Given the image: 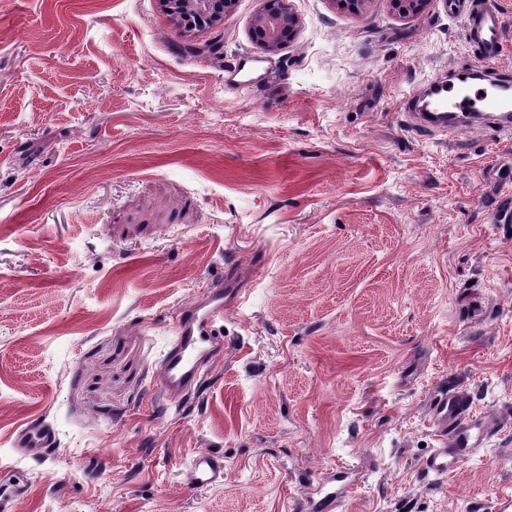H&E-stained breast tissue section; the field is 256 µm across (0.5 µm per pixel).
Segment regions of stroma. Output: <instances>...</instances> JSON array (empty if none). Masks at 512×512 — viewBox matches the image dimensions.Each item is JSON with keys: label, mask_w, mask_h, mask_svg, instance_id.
<instances>
[{"label": "stroma", "mask_w": 512, "mask_h": 512, "mask_svg": "<svg viewBox=\"0 0 512 512\" xmlns=\"http://www.w3.org/2000/svg\"><path fill=\"white\" fill-rule=\"evenodd\" d=\"M291 4L267 56L259 0L191 49L155 0H0V512H311L335 470L333 512H512V133L406 118L482 52L444 0ZM218 281L224 348L169 403ZM444 388L497 428L433 475ZM35 420L54 446L17 448ZM252 18L250 38L267 55H276L299 26V18L289 0H262ZM220 322H224L223 282L211 285L202 298L179 310L159 365L161 392L167 401L179 400L199 386L223 344L216 331ZM224 481V469L209 455H198L190 473L194 487H210Z\"/></svg>", "instance_id": "stroma-1"}]
</instances>
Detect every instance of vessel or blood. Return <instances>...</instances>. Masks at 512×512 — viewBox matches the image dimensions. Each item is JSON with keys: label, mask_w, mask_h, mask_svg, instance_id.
Returning <instances> with one entry per match:
<instances>
[{"label": "vessel or blood", "mask_w": 512, "mask_h": 512, "mask_svg": "<svg viewBox=\"0 0 512 512\" xmlns=\"http://www.w3.org/2000/svg\"><path fill=\"white\" fill-rule=\"evenodd\" d=\"M465 27L471 40L482 46L484 62L495 61L501 52L503 22L494 4L469 5ZM494 87L496 96L485 93L472 96L463 83L450 87L438 81L430 83L427 92L435 109L415 112L418 130L451 133L485 117L511 128L512 109L504 107L500 96L512 92V72L497 71ZM223 320L224 287L220 284L211 286L202 298L179 310L173 337L159 365L161 392L167 400L181 399L199 386L206 366L223 342L216 331L217 324ZM431 422L441 445L426 459L425 469L437 475L453 470L489 433L485 422L471 410L468 399L454 390L441 391L433 400ZM54 441V429L40 421L23 429L16 445L37 449L49 447ZM223 480L224 470L211 456L201 454L195 458L190 473L192 486L210 487ZM344 491L335 477L319 482V498L313 503L316 512H330Z\"/></svg>", "instance_id": "obj_1"}]
</instances>
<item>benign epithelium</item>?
I'll use <instances>...</instances> for the list:
<instances>
[{
    "mask_svg": "<svg viewBox=\"0 0 512 512\" xmlns=\"http://www.w3.org/2000/svg\"><path fill=\"white\" fill-rule=\"evenodd\" d=\"M233 0H157L159 11L177 26L187 43L194 42L198 28L222 34L224 19ZM395 12L417 15L430 0H389ZM299 26V18L290 0H262L252 18L250 38L267 55L277 54L289 42Z\"/></svg>",
    "mask_w": 512,
    "mask_h": 512,
    "instance_id": "1",
    "label": "benign epithelium"
}]
</instances>
